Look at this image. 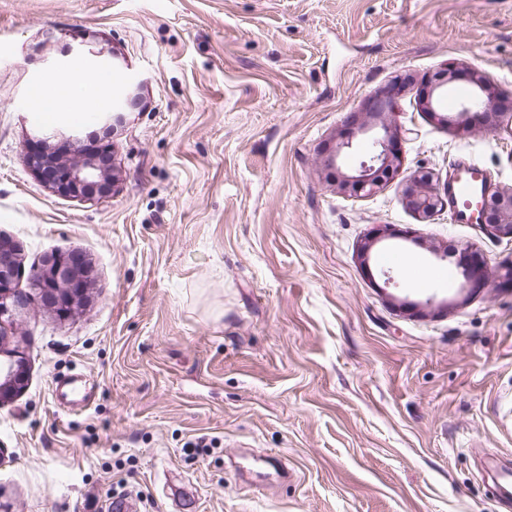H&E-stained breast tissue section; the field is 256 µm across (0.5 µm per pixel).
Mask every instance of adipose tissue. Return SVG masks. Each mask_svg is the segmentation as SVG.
<instances>
[{
    "label": "adipose tissue",
    "mask_w": 512,
    "mask_h": 512,
    "mask_svg": "<svg viewBox=\"0 0 512 512\" xmlns=\"http://www.w3.org/2000/svg\"><path fill=\"white\" fill-rule=\"evenodd\" d=\"M111 83L105 74L90 81L51 79L35 86L31 98L36 112L50 122L61 112L98 111Z\"/></svg>",
    "instance_id": "ef3b65f1"
}]
</instances>
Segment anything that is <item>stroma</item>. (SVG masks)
<instances>
[{
    "instance_id": "stroma-1",
    "label": "stroma",
    "mask_w": 512,
    "mask_h": 512,
    "mask_svg": "<svg viewBox=\"0 0 512 512\" xmlns=\"http://www.w3.org/2000/svg\"><path fill=\"white\" fill-rule=\"evenodd\" d=\"M447 63L512 91V0H0V234L28 300L6 346L29 371L0 405V504L174 512L183 487L190 512H506L485 465L512 467V240L402 201L465 154L512 187V124L422 110ZM102 73L139 99L117 131L36 125V84ZM394 83L402 163L344 195L329 147ZM44 132L109 148L111 195L46 186ZM382 224L402 238L362 258ZM469 247L488 283L467 296L436 254ZM73 251L95 282L63 320L32 276ZM73 373L87 406L56 397Z\"/></svg>"
}]
</instances>
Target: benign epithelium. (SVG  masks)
Returning a JSON list of instances; mask_svg holds the SVG:
<instances>
[{"mask_svg":"<svg viewBox=\"0 0 512 512\" xmlns=\"http://www.w3.org/2000/svg\"><path fill=\"white\" fill-rule=\"evenodd\" d=\"M456 69L448 67L442 78L430 85V90L421 92L419 103L430 119L448 126L453 123L465 126L478 117L488 122H500L507 117L512 120V110L505 102L512 95L492 85L482 74L474 71L471 82L476 87L472 99L464 103L454 117L436 110L434 92L454 80ZM397 87L389 86L381 90L366 104V116L356 123L352 135L336 141L328 160L332 166H340L344 159L362 146L371 151L359 160L350 173L340 177V189L351 195H369L382 186L381 175L397 170L401 156L395 150L396 133L386 122L385 112L392 105ZM62 159L50 147L27 154L28 165L39 178L54 191L63 195L80 196L88 199L103 197L112 192L115 178L112 177L111 159L105 152H84L73 149ZM403 200L413 211L429 218L444 207L442 198L427 189V185L415 180L403 190ZM495 216L487 229L491 234L512 239V190L497 191L492 196ZM18 246L0 240V335H5V322L24 308L22 296L15 288L19 271ZM468 273L464 287L476 290L488 282L487 270L477 252H471L462 261ZM37 288L47 308L60 318L68 319L87 297L95 279L94 268L88 259L79 252L66 255L51 254L44 258L36 275ZM12 359L9 374L0 380V402L20 393L27 382V358L24 352L14 349L8 352Z\"/></svg>","mask_w":512,"mask_h":512,"instance_id":"7a95c632","label":"benign epithelium"}]
</instances>
